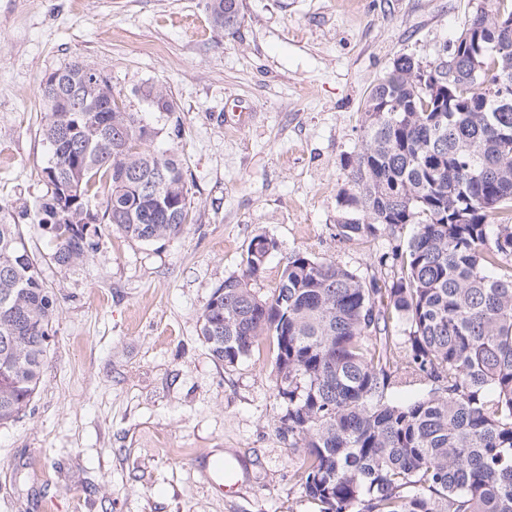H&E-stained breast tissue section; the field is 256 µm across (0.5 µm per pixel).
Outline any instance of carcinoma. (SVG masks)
Instances as JSON below:
<instances>
[{"instance_id": "cac0c4a2", "label": "carcinoma", "mask_w": 512, "mask_h": 512, "mask_svg": "<svg viewBox=\"0 0 512 512\" xmlns=\"http://www.w3.org/2000/svg\"><path fill=\"white\" fill-rule=\"evenodd\" d=\"M506 2L483 0L465 19L462 31H480L474 60L423 68L403 55L364 99L338 235L395 238L412 225L406 245L380 256L390 274L367 279L297 251L261 297L249 281L276 242L258 236L201 314L226 364L272 339L280 429L301 449L297 475L319 512H512V27L495 23L512 19ZM206 7L217 29L241 23L239 0ZM88 69L71 62L49 74L55 88L39 87L49 189L37 217L60 267L87 260L107 225L151 242L182 233L190 215L182 160L151 150L160 129ZM436 83L452 91L441 111ZM140 94L175 111L159 87ZM55 311L20 225L1 215V424L38 391ZM421 387L422 398H388Z\"/></svg>"}]
</instances>
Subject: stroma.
I'll list each match as a JSON object with an SVG mask.
<instances>
[{
    "instance_id": "obj_1",
    "label": "stroma",
    "mask_w": 512,
    "mask_h": 512,
    "mask_svg": "<svg viewBox=\"0 0 512 512\" xmlns=\"http://www.w3.org/2000/svg\"><path fill=\"white\" fill-rule=\"evenodd\" d=\"M481 3L242 0L227 34L206 0H0V207L58 298L38 392L0 425V512H317L280 430L269 340L224 364L200 316L257 236L277 243L251 283L262 296L294 252L368 278L406 244L409 225L395 239L337 234L362 102L400 55L444 56ZM74 61L133 112L147 109L135 88L165 87L174 111L148 120L155 148L185 163L191 222L149 243L105 229L87 261L62 268L32 217L47 192L38 88ZM210 457L246 473L245 486L216 494Z\"/></svg>"
}]
</instances>
